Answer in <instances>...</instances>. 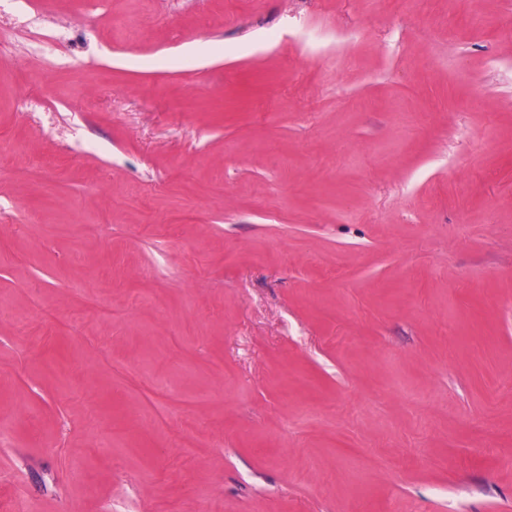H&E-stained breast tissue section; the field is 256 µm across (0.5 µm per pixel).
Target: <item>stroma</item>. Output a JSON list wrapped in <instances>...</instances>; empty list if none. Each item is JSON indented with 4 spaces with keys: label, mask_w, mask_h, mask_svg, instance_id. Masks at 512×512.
I'll return each instance as SVG.
<instances>
[{
    "label": "stroma",
    "mask_w": 512,
    "mask_h": 512,
    "mask_svg": "<svg viewBox=\"0 0 512 512\" xmlns=\"http://www.w3.org/2000/svg\"><path fill=\"white\" fill-rule=\"evenodd\" d=\"M0 499L512 512V0H0Z\"/></svg>",
    "instance_id": "stroma-1"
}]
</instances>
